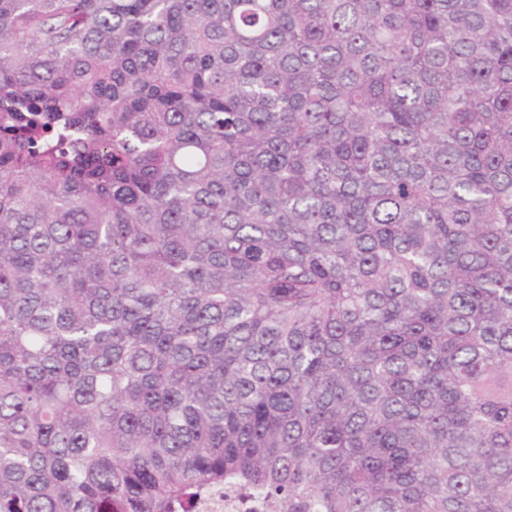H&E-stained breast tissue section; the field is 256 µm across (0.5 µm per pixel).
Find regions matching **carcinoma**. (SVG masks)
<instances>
[{"instance_id": "cac0c4a2", "label": "carcinoma", "mask_w": 512, "mask_h": 512, "mask_svg": "<svg viewBox=\"0 0 512 512\" xmlns=\"http://www.w3.org/2000/svg\"><path fill=\"white\" fill-rule=\"evenodd\" d=\"M512 512V0H0V512ZM207 512H260L263 509L248 498L230 495L224 501L219 500L215 504L204 509Z\"/></svg>"}]
</instances>
